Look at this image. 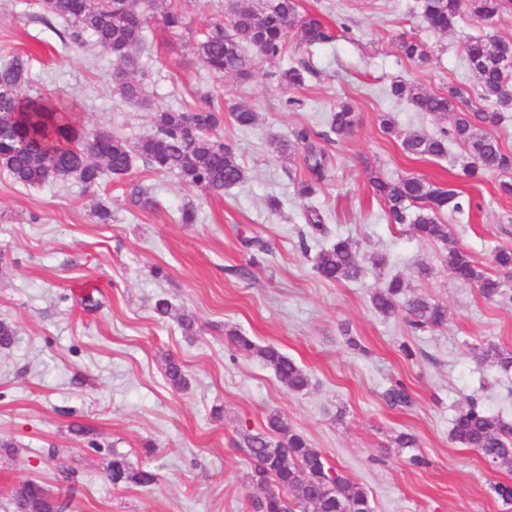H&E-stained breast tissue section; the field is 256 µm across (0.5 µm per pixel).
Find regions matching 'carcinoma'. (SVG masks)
Instances as JSON below:
<instances>
[{
  "mask_svg": "<svg viewBox=\"0 0 512 512\" xmlns=\"http://www.w3.org/2000/svg\"><path fill=\"white\" fill-rule=\"evenodd\" d=\"M511 6L512 0H417L423 23L438 33L453 31L466 16L492 23ZM40 7L42 22L64 24V44L79 48L91 37L111 55L118 63L112 78L115 90L123 99L144 106L149 105V74L140 56L147 28L158 23L174 35L186 28L184 10L174 0H40ZM220 14L193 42L194 54L215 77H229L239 86L254 81L261 61L274 67L270 75L280 86L298 89L314 74L301 57L302 50L336 39L321 16L299 12L297 0H222ZM292 28L300 32L293 47L288 41ZM397 51L418 65L430 60L427 45L414 36H401ZM290 54L297 60L283 65ZM464 55L475 78L471 90L451 86L446 92L433 93L398 79L387 88L391 97L406 101L417 112L450 116V127L432 134L404 130L389 116L381 117V127L407 155L444 158L448 143L458 145L464 176L498 174L503 177L500 191L512 195V152L494 133V127L512 112V40L473 36L464 45ZM200 98L205 105L152 108L150 131L131 144L119 135L87 128L74 102L34 90L28 62L15 56L0 65V167L24 187L76 178L94 193L112 178L128 174L138 159L151 172L173 175L187 186L222 197L224 189L245 180V171L233 148L215 140L213 134L224 125L226 112L240 129L253 127L256 113L237 103L216 105L207 93ZM359 121L354 107L340 101L330 110V131L303 127L291 139L273 138L279 153L301 156L308 177L297 185L299 197L311 198L321 190L332 167L327 146L348 137ZM365 172L373 193L385 203L389 223L408 226L422 241L448 243L452 230L441 216L452 217L471 207V200L461 192L424 178L392 179L368 167ZM493 259L506 276L488 273L459 247L448 249L446 263L457 281L478 288L484 299H512V250L499 249ZM364 261L351 239L338 237L318 252L314 269L330 282L352 280L363 273ZM405 288L401 278L392 277L371 295L373 308L385 317L405 308L414 329L448 322L443 305L419 296L407 299ZM232 338L237 349L260 358L289 390L301 392L309 386L307 372L277 347L257 345L238 333ZM482 356L505 371L512 368V352L492 343ZM383 396L394 407L412 403L409 388L400 381L387 387ZM451 436L489 463L512 467V425L485 410L476 398H468L456 412ZM239 448L251 466V483L266 488L264 498L255 504L261 512H372L367 491L331 466L277 413L268 416L267 430L243 434ZM109 476L114 485L148 487L156 481V474L133 468L121 455L112 456ZM10 502L13 512L65 510L33 480L15 485Z\"/></svg>",
  "mask_w": 512,
  "mask_h": 512,
  "instance_id": "carcinoma-1",
  "label": "carcinoma"
}]
</instances>
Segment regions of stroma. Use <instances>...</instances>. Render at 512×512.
<instances>
[{
  "instance_id": "stroma-1",
  "label": "stroma",
  "mask_w": 512,
  "mask_h": 512,
  "mask_svg": "<svg viewBox=\"0 0 512 512\" xmlns=\"http://www.w3.org/2000/svg\"><path fill=\"white\" fill-rule=\"evenodd\" d=\"M414 4L299 0L301 12L323 14L338 38L311 50L315 74L293 92L269 76L267 64L240 87L196 59L192 43L219 18V0H190L183 35L148 29L141 65L152 103L195 105L206 91L258 114L254 127L228 121L220 133L246 171L223 197L138 161L94 194L71 178L26 188L0 170V320L15 330L12 345L0 348V512H11L5 492L23 480L58 490L62 467L79 479L71 512H255L265 490L248 480L236 442L243 430L264 429L273 412L362 485L374 512H512L492 490L512 484V468L490 465L450 436L457 408L471 396L512 421V370L472 351L486 343L512 350V302L486 301L451 275L444 245L388 223L364 173L370 166L388 177L414 175L472 197L478 206L453 220L452 240L482 266L491 267L494 248H512V196L500 193L499 176L469 181L452 158L408 157L380 127L385 115L403 129L448 126V118L389 98L388 84L402 79L435 93L472 87L464 42L485 33L511 39L512 9L495 23L467 17L440 34L425 28ZM39 13L38 0H0V61L27 59L37 89L75 100L88 127L137 142L150 117L113 89L111 56L90 44L65 47L62 25L41 23ZM405 32L427 44L429 64L400 56L396 40ZM291 97L301 107L289 108ZM340 98L353 103L360 123L331 148L332 181L303 200L296 194L306 175L300 157H282L271 140L301 126L327 130ZM137 185L154 208L134 202ZM272 196L279 212L266 204ZM100 203L109 221L96 217ZM309 205L331 236L383 255L385 267H366L355 280L319 277L302 248ZM188 207L196 223H181ZM254 236L263 248L247 247ZM422 264L430 277L417 276ZM395 275L408 281L410 295L446 306L447 324L417 331L403 315H379L370 297ZM93 292L100 306L89 311L83 299ZM161 297L173 317L155 314ZM183 312L196 319L193 334L176 319ZM234 332L293 358L309 375L307 390H288L258 357L238 352ZM404 343L413 357L402 353ZM170 360L187 388L167 380ZM395 379L411 388V407L384 402ZM401 431L417 436L426 466L410 464L408 451L396 448ZM116 453L154 472L156 483L113 485L108 466Z\"/></svg>"
}]
</instances>
